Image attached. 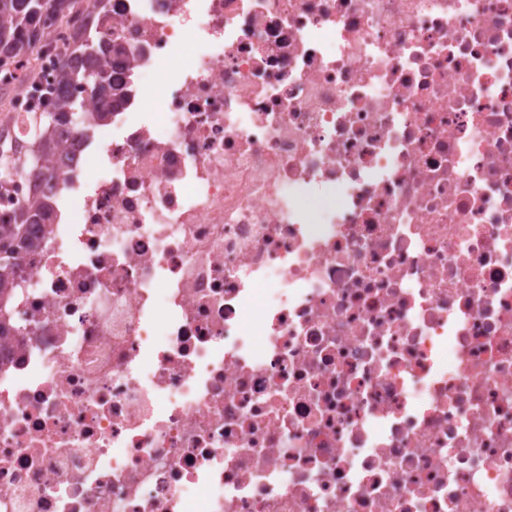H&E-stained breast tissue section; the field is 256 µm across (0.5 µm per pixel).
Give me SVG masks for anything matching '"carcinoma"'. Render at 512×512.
Returning <instances> with one entry per match:
<instances>
[{
  "label": "carcinoma",
  "instance_id": "obj_1",
  "mask_svg": "<svg viewBox=\"0 0 512 512\" xmlns=\"http://www.w3.org/2000/svg\"><path fill=\"white\" fill-rule=\"evenodd\" d=\"M68 0H0V55L17 61L30 57L33 46L39 41L38 25L42 20H52L62 12ZM106 46L100 42L85 39L77 45L81 67L73 68L67 64L61 66L58 84L68 85L78 82L83 85L95 80L102 82L98 93L112 92V84L103 76L101 57ZM71 116L78 127H85L87 114L80 111L77 104L58 96H51L44 103L38 120L34 122V131L40 140V152L35 156V167L43 168L56 145L58 126L61 118ZM52 204L41 198H33L16 214L14 223L0 224V298L7 299L13 291L11 274L17 266L21 251L35 253L40 249L38 240L28 233V226L38 223Z\"/></svg>",
  "mask_w": 512,
  "mask_h": 512
}]
</instances>
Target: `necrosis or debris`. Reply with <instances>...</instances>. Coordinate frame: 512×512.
I'll return each mask as SVG.
<instances>
[{
    "mask_svg": "<svg viewBox=\"0 0 512 512\" xmlns=\"http://www.w3.org/2000/svg\"><path fill=\"white\" fill-rule=\"evenodd\" d=\"M69 15L43 85L91 35L120 98L65 87L107 120L0 191L55 201L0 305V512H512V0Z\"/></svg>",
    "mask_w": 512,
    "mask_h": 512,
    "instance_id": "necrosis-or-debris-1",
    "label": "necrosis or debris"
}]
</instances>
